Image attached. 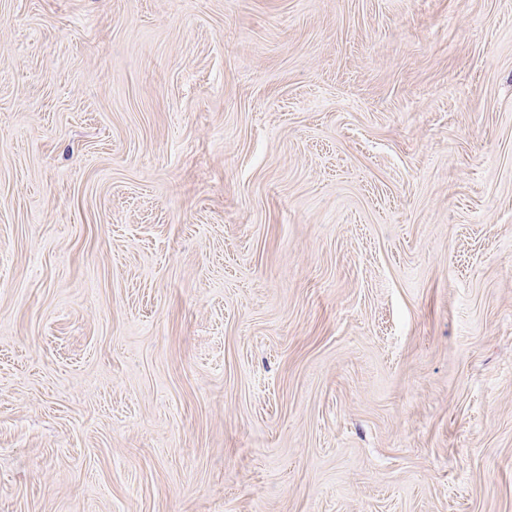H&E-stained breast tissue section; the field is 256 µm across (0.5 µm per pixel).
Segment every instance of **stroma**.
<instances>
[{"label":"stroma","mask_w":512,"mask_h":512,"mask_svg":"<svg viewBox=\"0 0 512 512\" xmlns=\"http://www.w3.org/2000/svg\"><path fill=\"white\" fill-rule=\"evenodd\" d=\"M0 512H512V0H0Z\"/></svg>","instance_id":"35a3bbf8"}]
</instances>
